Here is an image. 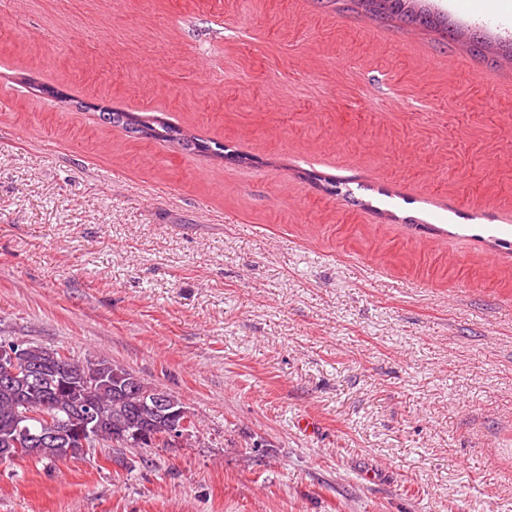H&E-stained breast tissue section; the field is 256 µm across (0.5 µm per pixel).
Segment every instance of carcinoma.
I'll list each match as a JSON object with an SVG mask.
<instances>
[{
  "label": "carcinoma",
  "mask_w": 512,
  "mask_h": 512,
  "mask_svg": "<svg viewBox=\"0 0 512 512\" xmlns=\"http://www.w3.org/2000/svg\"><path fill=\"white\" fill-rule=\"evenodd\" d=\"M374 17H400L410 23L437 28L445 25L441 17L415 9L418 0H351ZM102 120L121 126L132 134L148 139L177 144L181 149L208 152L224 157V144L203 142L167 123L158 116H140L130 112L102 111ZM67 356L59 350L24 340L0 343V464L16 459L32 458L52 465L68 457L75 458L74 449L61 440L46 439L39 444L36 455H30L18 445L22 432L43 435L62 428L82 435L87 448L113 443L117 448H165L169 441L152 418H142L134 410L124 389L103 383V379L118 371L129 375V381L141 389L151 388L134 372L108 360H88L77 364L81 380L73 381L57 374L59 360ZM35 367L45 374L42 382L6 381L3 375L10 368ZM150 434V440H140L131 432ZM123 432L125 442H112V434Z\"/></svg>",
  "instance_id": "obj_1"
}]
</instances>
